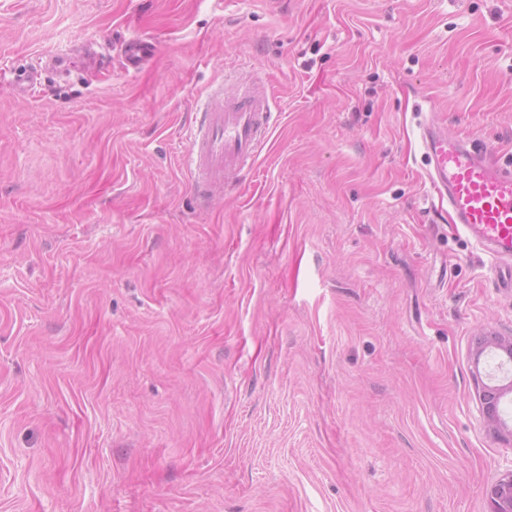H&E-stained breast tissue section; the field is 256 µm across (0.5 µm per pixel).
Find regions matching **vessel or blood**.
Wrapping results in <instances>:
<instances>
[{
	"label": "vessel or blood",
	"instance_id": "obj_1",
	"mask_svg": "<svg viewBox=\"0 0 512 512\" xmlns=\"http://www.w3.org/2000/svg\"><path fill=\"white\" fill-rule=\"evenodd\" d=\"M152 45H126V68L139 69ZM271 99L265 89L209 98L190 133L188 162L194 195L208 198L235 183L258 154L269 127ZM428 176L448 203L452 224L486 252L497 287L512 293V170L492 162L464 137L433 126L421 134Z\"/></svg>",
	"mask_w": 512,
	"mask_h": 512
}]
</instances>
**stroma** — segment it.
I'll use <instances>...</instances> for the list:
<instances>
[{
    "mask_svg": "<svg viewBox=\"0 0 512 512\" xmlns=\"http://www.w3.org/2000/svg\"><path fill=\"white\" fill-rule=\"evenodd\" d=\"M249 74L268 142L199 201L186 133ZM430 122L512 167V0H0V512H490L512 295ZM152 52V43L140 39L128 43L124 51L125 67L127 69H139L149 58ZM481 341L477 344L473 353L475 364H478L479 358L485 349L491 348L502 351L512 357V336H481ZM509 394H512V379H510L507 384L497 387L483 385L481 393V402L483 407L484 418L487 425L498 432L507 431L509 437H504L503 440L507 439V441L511 444L512 427L511 425L509 427L507 423L502 419L499 410L501 399L505 395Z\"/></svg>",
    "mask_w": 512,
    "mask_h": 512,
    "instance_id": "obj_1",
    "label": "stroma"
}]
</instances>
